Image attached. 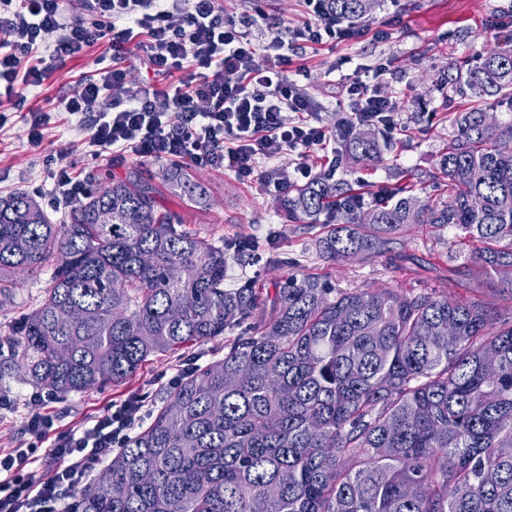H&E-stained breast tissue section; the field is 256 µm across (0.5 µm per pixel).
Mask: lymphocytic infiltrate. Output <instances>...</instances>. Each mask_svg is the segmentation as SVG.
<instances>
[{"instance_id": "obj_1", "label": "lymphocytic infiltrate", "mask_w": 512, "mask_h": 512, "mask_svg": "<svg viewBox=\"0 0 512 512\" xmlns=\"http://www.w3.org/2000/svg\"><path fill=\"white\" fill-rule=\"evenodd\" d=\"M308 18L291 41L254 43L226 17L218 0H90V22L68 23L61 0H0V90L15 106L48 74L47 56L71 58L105 45L96 78L80 83L62 108L89 130L92 157L114 153L167 160L187 158L246 179L264 171L263 184L281 192L288 184L262 163L296 154L297 179L308 180L307 162L329 140L310 100L290 80L291 43L339 44L359 30L342 25L324 0H305ZM145 53L157 82L129 86L124 62L131 46ZM385 64L340 76L341 97L354 122L393 125L402 105L383 95ZM45 393L32 392L27 432L50 439L42 459L30 449L0 450V512H60L71 505L92 464L106 462L128 437L143 407L139 397L111 406L91 426L51 436L42 414ZM45 477H37L34 462Z\"/></svg>"}]
</instances>
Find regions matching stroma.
Segmentation results:
<instances>
[{
	"label": "stroma",
	"mask_w": 512,
	"mask_h": 512,
	"mask_svg": "<svg viewBox=\"0 0 512 512\" xmlns=\"http://www.w3.org/2000/svg\"><path fill=\"white\" fill-rule=\"evenodd\" d=\"M226 15L246 20V30L255 43L273 36L290 39L294 28L307 18L303 0H220ZM390 23L391 38L377 41L366 36L339 45L298 49L294 66L304 67L302 85L321 123L335 129L347 113L338 94L340 75L356 66L386 59L390 68L379 80L385 94L400 99L404 108L392 131L398 143L369 168L347 164L337 169L338 179L348 182L365 178L374 189L417 178L423 195L434 193L433 175L439 152L454 133L453 113L469 107V99L456 94L446 77L449 67H470L485 51L497 45L501 35L512 30V0H379L368 20L370 27ZM99 48L54 63L40 87L27 93L25 105L52 114L39 148L27 142L25 127L8 98L0 99V111L9 120L0 128V196L16 191L29 193L51 219L68 217L69 198L55 185L47 158L73 165L81 182L99 170L125 177L141 167L153 174L169 168V161L141 159L133 155H111L98 159L88 154L89 133L79 130L75 117L61 112L59 105L81 79L97 70ZM194 174L209 186L208 207L190 208L168 190H161V208L184 215L186 227L215 244L248 239L259 247L258 261L229 257L224 285L237 287L251 280L274 291L289 273L300 270L327 276L339 288L394 286L406 290L448 288V234L426 224L412 225L404 237L406 261L400 268L384 259L350 261L332 265L316 251V230L288 222L280 209L278 193L266 190L262 174L240 179L221 168L194 167ZM49 269L28 274L0 306V359H9L14 322L30 312L47 287ZM224 337L200 345L150 357L126 382L107 384L83 393L53 397L45 412L54 420L56 432L64 433L92 423L111 405L129 396L143 399L142 418H149L171 387V379L184 375L194 365L210 363L224 355ZM34 386L24 373L0 378V394L10 397L13 407L0 412V448H14L24 438L23 425L31 410L27 404Z\"/></svg>",
	"instance_id": "obj_1"
}]
</instances>
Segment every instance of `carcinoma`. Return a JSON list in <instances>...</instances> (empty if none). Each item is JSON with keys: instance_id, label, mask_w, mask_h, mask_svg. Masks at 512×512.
Masks as SVG:
<instances>
[{"instance_id": "cac0c4a2", "label": "carcinoma", "mask_w": 512, "mask_h": 512, "mask_svg": "<svg viewBox=\"0 0 512 512\" xmlns=\"http://www.w3.org/2000/svg\"><path fill=\"white\" fill-rule=\"evenodd\" d=\"M375 3L325 8L356 23ZM458 80L463 95L512 105V48L491 49ZM454 127L437 199H419L412 183L372 195L321 173L280 208L320 227L315 247L331 264L397 265L409 225L446 229L448 246L468 248L451 269L462 297L341 289L306 273L272 298L252 281L226 288L224 248L159 207L140 169L94 180L58 224L27 193L0 197V296L11 278L52 269L0 375L21 371L51 396L82 393L237 331L223 358L183 375L72 512H512V311L473 296L488 286L512 296V123L471 107ZM341 136L336 163L382 159L376 128L347 124ZM162 181L194 207L209 202L179 165ZM63 308L80 319L59 322Z\"/></svg>"}]
</instances>
